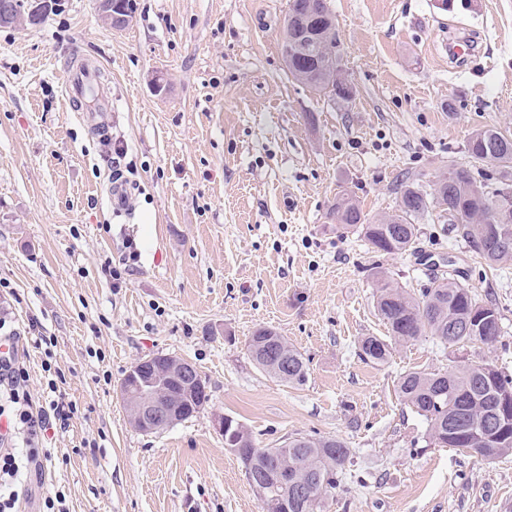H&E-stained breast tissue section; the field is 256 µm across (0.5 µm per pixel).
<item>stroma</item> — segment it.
Wrapping results in <instances>:
<instances>
[{
	"label": "stroma",
	"mask_w": 512,
	"mask_h": 512,
	"mask_svg": "<svg viewBox=\"0 0 512 512\" xmlns=\"http://www.w3.org/2000/svg\"><path fill=\"white\" fill-rule=\"evenodd\" d=\"M60 2L39 25L0 26V281L20 297L14 327L55 336L61 391L78 407L22 512L57 489L70 512H260L220 415L261 448L344 439L353 460L323 512H512V455L429 444L397 393L403 373L454 360L512 375V269L467 253L434 207L416 254L372 252L329 217L342 191L368 217L391 214L403 176L430 188L467 163L474 130H512V0H330L347 102L289 75L288 0H135L121 29L96 0ZM457 36L476 45L463 66L448 61ZM74 49L112 88V135L134 168L121 204L108 145L68 109ZM438 265L497 304L500 337L455 350L422 336L384 364L359 358L363 337L388 335L373 268L417 297ZM261 326L305 358L304 384L251 361ZM157 353L192 362L210 402L146 435L119 386Z\"/></svg>",
	"instance_id": "stroma-1"
}]
</instances>
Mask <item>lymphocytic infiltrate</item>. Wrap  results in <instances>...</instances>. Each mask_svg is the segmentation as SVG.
Masks as SVG:
<instances>
[{
    "instance_id": "lymphocytic-infiltrate-1",
    "label": "lymphocytic infiltrate",
    "mask_w": 512,
    "mask_h": 512,
    "mask_svg": "<svg viewBox=\"0 0 512 512\" xmlns=\"http://www.w3.org/2000/svg\"><path fill=\"white\" fill-rule=\"evenodd\" d=\"M37 345L43 346L41 362L46 374L48 393L41 404H34L29 390L30 374L18 353L0 354V512H16L19 493L13 485L24 477L42 475L44 463L51 454L45 446L47 433L64 429L77 411L58 391L65 375L57 364L54 336L40 335ZM21 439L25 450L13 448L14 439Z\"/></svg>"
}]
</instances>
